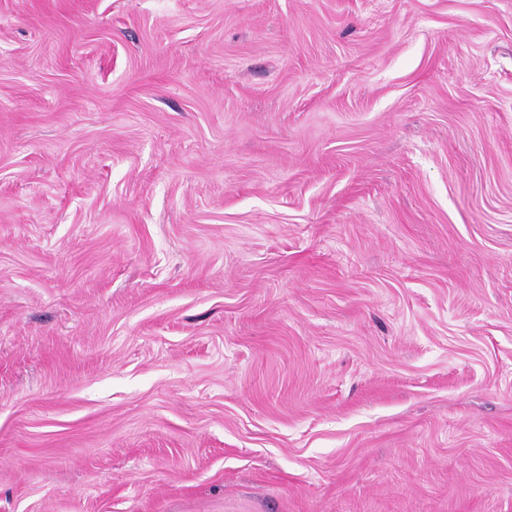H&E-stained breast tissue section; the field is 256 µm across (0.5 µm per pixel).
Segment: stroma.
Segmentation results:
<instances>
[{
    "instance_id": "stroma-1",
    "label": "stroma",
    "mask_w": 512,
    "mask_h": 512,
    "mask_svg": "<svg viewBox=\"0 0 512 512\" xmlns=\"http://www.w3.org/2000/svg\"><path fill=\"white\" fill-rule=\"evenodd\" d=\"M0 512H512V0H0Z\"/></svg>"
}]
</instances>
